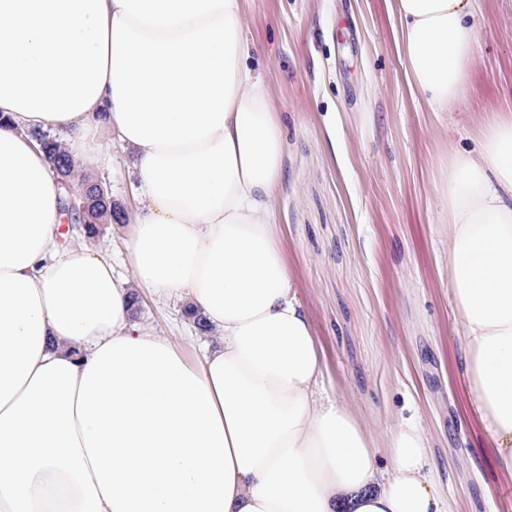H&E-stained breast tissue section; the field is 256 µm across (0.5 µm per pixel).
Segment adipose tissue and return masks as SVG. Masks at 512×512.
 I'll use <instances>...</instances> for the list:
<instances>
[{"label":"adipose tissue","instance_id":"1","mask_svg":"<svg viewBox=\"0 0 512 512\" xmlns=\"http://www.w3.org/2000/svg\"><path fill=\"white\" fill-rule=\"evenodd\" d=\"M243 0H0V512H447L423 434L380 469L318 399L312 327L272 228L284 132ZM410 84L465 97L474 0H396ZM129 151L135 286L57 246L62 188L34 134ZM448 287L465 374L512 472V113L448 156ZM176 298L220 332L188 355L133 319Z\"/></svg>","mask_w":512,"mask_h":512}]
</instances>
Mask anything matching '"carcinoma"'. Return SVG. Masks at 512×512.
I'll list each match as a JSON object with an SVG mask.
<instances>
[{
  "label": "carcinoma",
  "mask_w": 512,
  "mask_h": 512,
  "mask_svg": "<svg viewBox=\"0 0 512 512\" xmlns=\"http://www.w3.org/2000/svg\"><path fill=\"white\" fill-rule=\"evenodd\" d=\"M41 144L47 146L55 160L57 175L62 181L74 177L76 163L52 137L46 134L38 135ZM63 210L70 216V222L81 226L82 231L90 238L100 233V225L120 224L126 219L124 211L112 200V195L104 188L99 180L89 177L82 179L80 193L76 204H71L70 198L62 199Z\"/></svg>",
  "instance_id": "1"
}]
</instances>
